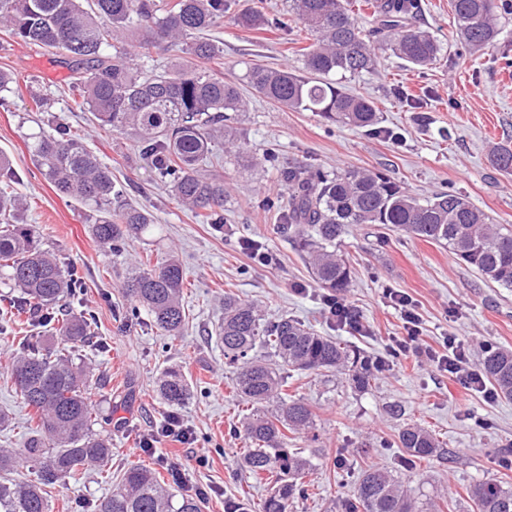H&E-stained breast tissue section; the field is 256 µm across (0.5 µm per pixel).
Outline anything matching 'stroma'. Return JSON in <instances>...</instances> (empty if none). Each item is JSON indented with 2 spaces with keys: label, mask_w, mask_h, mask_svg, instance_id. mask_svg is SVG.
Listing matches in <instances>:
<instances>
[{
  "label": "stroma",
  "mask_w": 512,
  "mask_h": 512,
  "mask_svg": "<svg viewBox=\"0 0 512 512\" xmlns=\"http://www.w3.org/2000/svg\"><path fill=\"white\" fill-rule=\"evenodd\" d=\"M237 2L286 20L288 27L248 32L227 20L211 33L223 47L217 73L243 85L247 102L232 122L237 150L226 151L220 140L211 146L227 191L220 224L207 223L177 203L130 136L95 129L89 113L74 111L65 57L0 30V70L16 78L8 107H0V153L10 160L12 189L26 198L23 222L35 225L61 261L76 265L83 276L85 285L73 306L95 315L103 345L82 349L80 356L91 370L99 411L108 420L112 469L140 463L163 474L180 471L176 494L203 493V512H224L229 503L242 500L256 507L267 496V487L238 464L246 445L238 427L247 406L233 389L235 374L215 337L224 296L231 293L256 304L266 316L288 315L387 362L365 391L336 372L292 375L289 394L308 399L315 419L311 438H294L288 445L304 449L312 461L314 494L295 500L290 512H334L335 502L350 494L361 472L373 466L406 477L442 512H472L471 484L492 481L512 487V468L501 461L502 455L512 456V401H488L466 391L458 379L420 363L416 355L389 359L393 339L405 334L389 295L401 292L415 302L422 320L420 346L439 347L452 334L467 341L476 362L485 346L512 347V288L486 282L443 245L378 224L352 226L336 244L352 266L343 300L365 322L363 331H352L330 319L325 289L314 281L275 212L262 202L287 197L283 170L358 168L383 173L420 198L453 190L493 223L512 225V175L490 164L495 143L512 134V66L505 64L512 59V12L498 14V44L473 55L458 33L449 0H422L414 24L441 41L436 67L418 71L383 52L375 73L346 79L347 90L377 102L382 127L396 134L391 140L312 112L280 109L246 89L245 74L255 63L285 64L302 73L299 50L308 41L302 25L289 20L286 0ZM61 126L88 132L89 148L111 167L126 198L155 218L154 226L124 253L104 251L92 236V208L58 195L34 163L39 137ZM246 240L268 252L270 263L252 259L242 247ZM170 255L184 268L189 311V322L177 337L162 335L148 317L131 320L123 312L131 267L146 260L155 265ZM19 353L17 343L0 339V412L9 417L0 427V448L22 447L28 435V411L10 377ZM174 364L191 386L189 399L175 408L158 391L161 371ZM172 414L190 432V442L163 436L164 421ZM482 419L490 421V428L479 427ZM412 423L438 434L448 457L421 462L408 474L401 466L404 453L392 442L402 426ZM148 434L159 441L144 452L139 441ZM200 457L207 458V466H197ZM107 491L96 469H89L81 483L53 489V512H84Z\"/></svg>",
  "instance_id": "stroma-1"
}]
</instances>
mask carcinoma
<instances>
[{
	"label": "carcinoma",
	"mask_w": 512,
	"mask_h": 512,
	"mask_svg": "<svg viewBox=\"0 0 512 512\" xmlns=\"http://www.w3.org/2000/svg\"><path fill=\"white\" fill-rule=\"evenodd\" d=\"M377 26H359L350 0H289L290 12L312 37L301 49L304 74L288 67L255 64L247 70L249 87L290 110L314 112L328 122L374 133L380 109L375 102L347 92L338 78L375 70L377 52L389 49L400 59L430 68L443 46L431 33L410 26L408 13L417 0H364ZM462 39L474 51L494 46L501 33L495 0H450ZM230 0H0V29L25 44L76 59L69 94L76 106L92 113L93 124L130 135L140 155L159 172L174 196L214 224L224 223V179L206 175L199 165L210 153L215 129L227 113L241 112L240 88L224 81L204 62L219 56L210 32L224 21ZM234 25L260 29L284 25L279 19L241 10ZM135 40L122 37L130 26ZM177 49L175 64L162 72L141 68L138 60L159 43ZM112 48V55L105 54ZM34 161L44 178L63 195L90 205L97 213L92 235L104 250L119 252L154 223L144 207L114 202L123 195L112 172L83 139L62 127L42 135ZM492 166L512 174V138L504 136L491 155ZM288 198L281 219L309 255L317 283L330 295L344 293L351 269L336 252V240L352 224H389L405 234L431 240L474 268L485 281L512 288V226L489 217L454 191L420 199L400 184L358 170L320 168L290 171ZM21 199L0 188V278L20 296L0 294V321L22 333L26 353L11 366V378L34 414L23 448H0V512H51L52 489L79 483L91 467L112 460V440L95 429L103 421L86 366L72 351L95 344V319L59 302L82 289L77 270L42 248L33 230L20 223ZM184 275L168 259L155 268L136 267L125 284L133 316L145 309L157 328L173 336L184 326ZM49 328L61 342L27 335L28 327ZM216 335L224 358L238 365L234 388L251 406L241 423L249 442L241 463L258 483L274 488L260 512H288V503L309 496L305 478L311 461L288 448V434L314 424L315 413L302 396L288 393L291 371L337 372L356 389L371 386L385 362L323 336L289 317L263 318L252 303L224 295V321ZM479 370L497 396L512 400V348L490 347ZM160 393L169 406L182 405L190 387L180 369L168 367ZM395 444L404 449L411 471L422 461L443 458V443L419 424H407ZM473 512H512V488L479 481L470 488ZM93 512H202L198 498H175L171 483L151 468L130 464ZM339 512H440L432 501L419 502L405 481L381 468L364 471Z\"/></svg>",
	"instance_id": "carcinoma-1"
}]
</instances>
